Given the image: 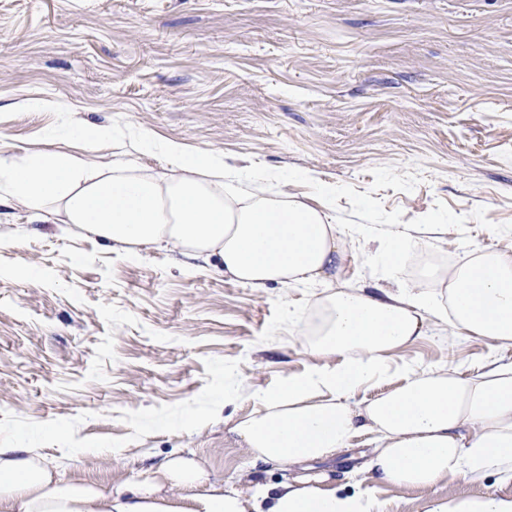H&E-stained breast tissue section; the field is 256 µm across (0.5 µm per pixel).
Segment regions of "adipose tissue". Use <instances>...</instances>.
<instances>
[{
	"label": "adipose tissue",
	"instance_id": "adipose-tissue-1",
	"mask_svg": "<svg viewBox=\"0 0 512 512\" xmlns=\"http://www.w3.org/2000/svg\"><path fill=\"white\" fill-rule=\"evenodd\" d=\"M168 152L169 169L152 174L71 152L2 151L0 206L61 215L129 256L169 248L256 288L325 281L342 265L341 232L323 210L268 195L260 175L254 192L240 196L225 185L220 160L176 143ZM433 316L449 338L512 348V239L448 267L431 286L331 287L311 318L289 310L313 364L279 392L255 390L251 413L231 427L254 461L291 471L277 486L242 474L229 488L200 463L172 455L106 493L62 481L32 449L0 446V512H388L374 484L429 490L448 479L463 492L429 499L426 512H512V495L466 490L489 475L512 484V361L488 360L465 378L408 369L399 387L359 396L388 374L392 353L425 335ZM362 433L377 442L370 486L346 491L296 475L303 463L336 458Z\"/></svg>",
	"mask_w": 512,
	"mask_h": 512
}]
</instances>
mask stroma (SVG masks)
I'll return each instance as SVG.
<instances>
[{
	"mask_svg": "<svg viewBox=\"0 0 512 512\" xmlns=\"http://www.w3.org/2000/svg\"><path fill=\"white\" fill-rule=\"evenodd\" d=\"M22 97L64 109H16ZM77 121L110 140L76 139ZM170 142L359 192L375 167H412L413 191H376L385 211L407 222L441 201L468 216L472 249L496 247L470 215L512 222V0H0V151L64 149L156 173ZM426 244L454 265L471 257L455 230ZM375 247L345 237L336 285L395 287L364 269ZM322 291L253 288L188 270L169 249L129 257L54 216L1 214L0 442L106 492L170 454L228 484L245 471L276 483L282 471L254 462L230 428L254 389L310 368L284 308L309 309ZM492 355L433 320L365 394L401 385L407 368L465 376ZM373 446L357 437L304 472L352 489ZM459 491L451 480L375 493L389 512H424Z\"/></svg>",
	"mask_w": 512,
	"mask_h": 512,
	"instance_id": "1",
	"label": "stroma"
}]
</instances>
